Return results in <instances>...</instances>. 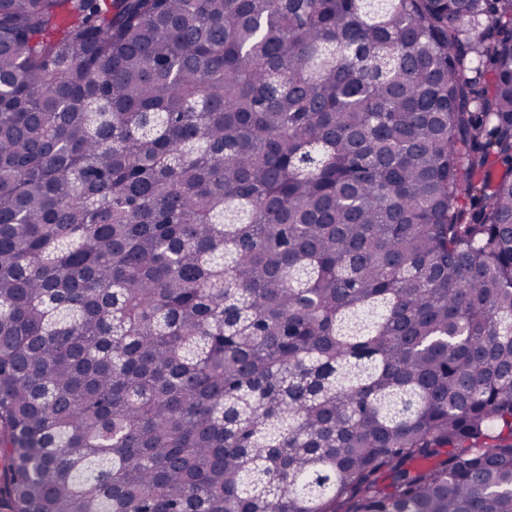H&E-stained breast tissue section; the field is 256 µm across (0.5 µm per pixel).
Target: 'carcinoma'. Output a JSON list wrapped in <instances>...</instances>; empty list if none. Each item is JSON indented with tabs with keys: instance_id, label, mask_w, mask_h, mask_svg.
I'll return each mask as SVG.
<instances>
[{
	"instance_id": "1",
	"label": "carcinoma",
	"mask_w": 512,
	"mask_h": 512,
	"mask_svg": "<svg viewBox=\"0 0 512 512\" xmlns=\"http://www.w3.org/2000/svg\"><path fill=\"white\" fill-rule=\"evenodd\" d=\"M0 512H512V0H0Z\"/></svg>"
}]
</instances>
